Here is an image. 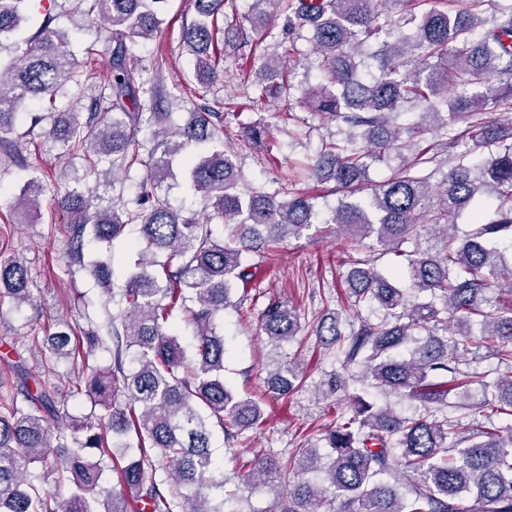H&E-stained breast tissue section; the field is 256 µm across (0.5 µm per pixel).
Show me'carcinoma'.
I'll return each instance as SVG.
<instances>
[{"instance_id":"carcinoma-1","label":"carcinoma","mask_w":512,"mask_h":512,"mask_svg":"<svg viewBox=\"0 0 512 512\" xmlns=\"http://www.w3.org/2000/svg\"><path fill=\"white\" fill-rule=\"evenodd\" d=\"M29 2L0 0V44H11V56L0 58V147L12 152L16 125L26 122V134L80 157L76 186L55 199L67 215L70 265L88 272L104 302L93 317L79 296L77 321L33 336L41 373H20L16 390L0 395V512H243L226 489L236 478L252 490L278 484L268 512H512V301L494 288L512 284V122L496 118L512 110V0H253L250 26L286 12L288 28L313 30L324 85L299 89L300 103L346 127L302 172L334 183L337 203L324 223L354 248L403 258L410 281L401 287L369 260L348 271L357 321L340 311L319 319L315 336L338 368L317 395L356 381L417 402L415 411L356 393L326 428L325 454L298 448L285 461L259 452L249 459L233 448L263 426L265 413L224 382L222 316L236 305V287L254 277L249 253L303 236L318 220L321 195L279 200L240 188L245 177L224 149L218 105L198 106L183 125L171 122L177 95L146 85L135 55L160 30L156 5L164 0H93L82 16L90 25L97 15L105 48L89 45L82 60L71 54L68 34L51 27L53 16L25 30ZM226 2L190 0L194 17L182 29L199 101L224 77L218 18ZM391 2L406 13L393 17ZM297 42L288 36L282 52L259 56L249 110L294 89L283 60L300 54ZM101 53L109 72L99 86L91 64ZM70 87L98 88L91 112L55 111ZM417 107L433 124L399 122ZM143 129L155 141L146 159ZM190 147L202 152L186 159L183 182L202 210L183 214L160 190L173 177L172 157ZM441 153L448 171L435 186L430 164ZM393 155L402 165L369 184L370 164ZM135 165L143 173L128 200L80 187L90 177L114 184ZM50 189L28 178L11 211L35 222ZM467 211L471 228L460 234L450 218ZM216 220L230 229L223 240L214 236ZM90 241L126 248L123 288H112L111 264L85 261ZM407 243L413 249H403ZM29 285L22 259L0 257V298L21 307L31 301ZM175 313L192 331L189 347L170 322ZM260 320L275 349L302 330L298 310L271 296ZM482 348L503 366L491 380L467 359ZM100 351L110 353V365L85 374ZM62 359L76 392L104 410L95 420L73 416L46 379ZM305 373L296 352L270 365L266 383L283 396L303 388ZM474 384L497 420L465 431L448 414V399ZM216 427L236 460L231 476L211 450ZM106 458L136 499L98 488ZM35 464L60 474L65 493L32 484Z\"/></svg>"}]
</instances>
